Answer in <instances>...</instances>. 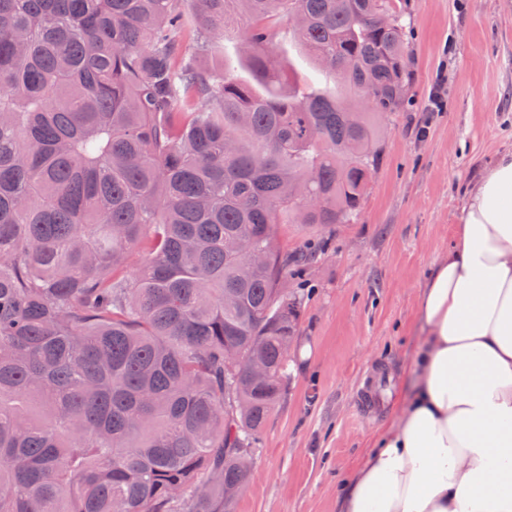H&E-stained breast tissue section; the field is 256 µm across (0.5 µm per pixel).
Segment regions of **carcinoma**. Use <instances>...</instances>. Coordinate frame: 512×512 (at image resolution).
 I'll return each mask as SVG.
<instances>
[{
    "label": "carcinoma",
    "instance_id": "obj_1",
    "mask_svg": "<svg viewBox=\"0 0 512 512\" xmlns=\"http://www.w3.org/2000/svg\"><path fill=\"white\" fill-rule=\"evenodd\" d=\"M241 20L262 93L196 63ZM407 50L397 0H0V512H233L318 257L274 227L357 218ZM282 57L294 71L302 78L307 79L313 88L327 91L334 90L335 82L333 78L318 71L309 58L294 44L287 43L284 46Z\"/></svg>",
    "mask_w": 512,
    "mask_h": 512
}]
</instances>
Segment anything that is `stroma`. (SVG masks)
<instances>
[{
  "label": "stroma",
  "mask_w": 512,
  "mask_h": 512,
  "mask_svg": "<svg viewBox=\"0 0 512 512\" xmlns=\"http://www.w3.org/2000/svg\"><path fill=\"white\" fill-rule=\"evenodd\" d=\"M413 95L385 124L352 224H281L282 252L321 248L292 280L302 314L289 377L234 512H338V490L411 387L419 294L481 172L512 151V0H401ZM446 108L429 111L435 89ZM386 379L382 416L365 377ZM358 400L361 409L369 413H379L385 408L378 391L376 380L372 381L370 384H364L362 389L358 392Z\"/></svg>",
  "instance_id": "35a3bbf8"
}]
</instances>
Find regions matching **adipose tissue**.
<instances>
[{
  "mask_svg": "<svg viewBox=\"0 0 512 512\" xmlns=\"http://www.w3.org/2000/svg\"><path fill=\"white\" fill-rule=\"evenodd\" d=\"M419 319L412 393L341 512H512V152L468 193Z\"/></svg>",
  "mask_w": 512,
  "mask_h": 512,
  "instance_id": "obj_1",
  "label": "adipose tissue"
}]
</instances>
